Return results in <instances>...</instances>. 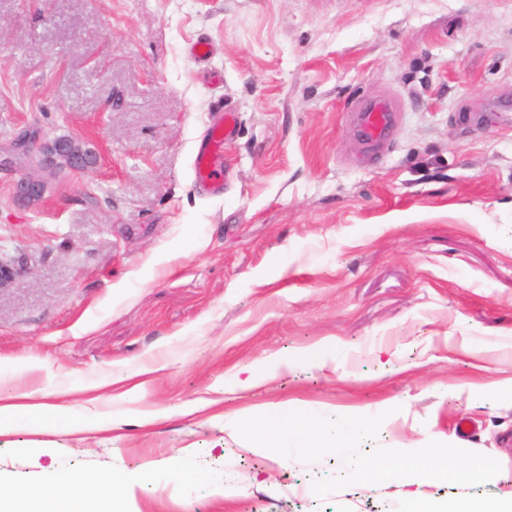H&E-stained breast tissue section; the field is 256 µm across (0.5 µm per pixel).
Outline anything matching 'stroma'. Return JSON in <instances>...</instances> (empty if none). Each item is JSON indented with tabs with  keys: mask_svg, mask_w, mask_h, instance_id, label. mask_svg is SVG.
I'll return each instance as SVG.
<instances>
[{
	"mask_svg": "<svg viewBox=\"0 0 512 512\" xmlns=\"http://www.w3.org/2000/svg\"><path fill=\"white\" fill-rule=\"evenodd\" d=\"M507 89L512 0H0V153L66 136L99 157L31 208L13 197L23 160L0 170L18 271L0 396L52 393L80 424L20 419L0 482L52 504L58 470L115 475L124 512H398L401 483L318 498L339 457L248 452L234 427L273 404L386 408L361 452L434 440L505 474L434 481L415 512H512ZM384 91L404 110L367 157L345 107ZM222 109L238 122L206 197L192 159ZM264 359L267 379L224 393Z\"/></svg>",
	"mask_w": 512,
	"mask_h": 512,
	"instance_id": "1",
	"label": "stroma"
}]
</instances>
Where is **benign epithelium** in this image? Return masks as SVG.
<instances>
[{
	"label": "benign epithelium",
	"instance_id": "7a95c632",
	"mask_svg": "<svg viewBox=\"0 0 512 512\" xmlns=\"http://www.w3.org/2000/svg\"><path fill=\"white\" fill-rule=\"evenodd\" d=\"M19 147L31 168V172L19 179L15 186V199L21 205H34L50 195L52 182L62 171H85L96 164L92 151L68 137L46 143L37 155L23 143Z\"/></svg>",
	"mask_w": 512,
	"mask_h": 512
}]
</instances>
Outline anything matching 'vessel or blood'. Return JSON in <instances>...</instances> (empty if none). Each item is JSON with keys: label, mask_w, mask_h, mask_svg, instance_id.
<instances>
[{"label": "vessel or blood", "mask_w": 512, "mask_h": 512, "mask_svg": "<svg viewBox=\"0 0 512 512\" xmlns=\"http://www.w3.org/2000/svg\"><path fill=\"white\" fill-rule=\"evenodd\" d=\"M402 109L400 99L386 92L372 98L354 100L348 105L347 110L353 116L358 138L366 151H375L388 144L389 131ZM234 122V114L229 113L210 126L192 164L193 183L197 189L213 192L222 186L225 133Z\"/></svg>", "instance_id": "b4317fda"}]
</instances>
